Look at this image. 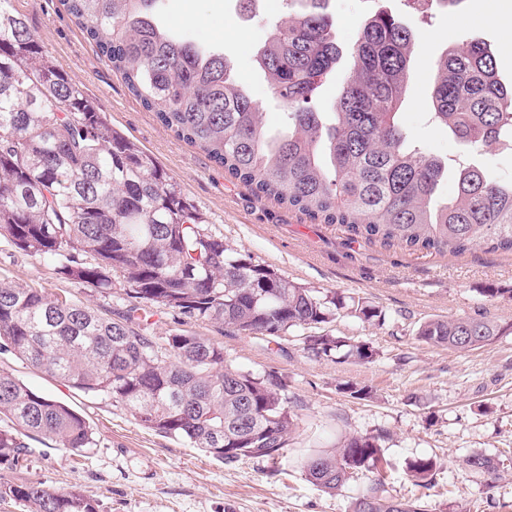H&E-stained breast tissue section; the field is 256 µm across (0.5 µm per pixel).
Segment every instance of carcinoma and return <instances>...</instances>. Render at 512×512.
<instances>
[{
	"label": "carcinoma",
	"mask_w": 512,
	"mask_h": 512,
	"mask_svg": "<svg viewBox=\"0 0 512 512\" xmlns=\"http://www.w3.org/2000/svg\"><path fill=\"white\" fill-rule=\"evenodd\" d=\"M326 0H286L288 13L257 51L285 126L269 133L230 53L172 37L156 20L158 0H64L86 38L142 106L174 137L204 151L258 199L272 200L357 241L412 253L463 254L475 246L512 253V182L462 164L457 195L441 199L442 160L408 141L398 122L413 68L412 35L393 15L361 24L354 66L333 122L313 98L340 54ZM432 118L465 147L489 149L512 131V86L497 78L493 53L471 43L435 65ZM51 261L56 274L95 290L122 278L126 294L178 318L224 324L245 336L285 339L348 312L377 325L385 313L335 290L304 288L224 245L188 206L168 174L112 131L82 88L54 65L11 0H0V239ZM139 308L102 318L89 307L0 281V351L68 387L105 395L143 426L202 448L226 465L276 463L288 452L297 415L274 371L224 364L209 338L173 333L164 347L142 333ZM504 331L484 317L422 323L417 339L452 350L482 347ZM316 358L368 363L366 343L313 333ZM48 438L83 453L95 445L83 415L0 370V465L13 467ZM384 433L350 436L304 461L307 480L341 490L358 469L382 473ZM465 467L499 476L497 457L476 452ZM436 461L410 473L431 485ZM29 512H97L77 490L40 483L0 487ZM353 512H426L386 493L383 478L361 491Z\"/></svg>",
	"instance_id": "carcinoma-1"
}]
</instances>
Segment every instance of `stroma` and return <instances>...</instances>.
Returning a JSON list of instances; mask_svg holds the SVG:
<instances>
[{"label": "stroma", "instance_id": "obj_1", "mask_svg": "<svg viewBox=\"0 0 512 512\" xmlns=\"http://www.w3.org/2000/svg\"><path fill=\"white\" fill-rule=\"evenodd\" d=\"M12 6L26 17L53 64L101 109L108 126L167 172L226 245L249 252L299 285L363 299L382 309L386 321L378 326L343 314L323 327L372 346L377 355L369 363L308 355L296 329L276 343L216 323H180L162 309L145 325V335L156 338L180 330L207 337L223 347L225 364L253 373L273 370L283 378L297 425L286 456L273 466L248 458L225 465L140 425L110 398L66 387L2 352L0 368L70 404L90 423L96 444L79 457L55 442L33 441L28 461L0 467V485L37 482L56 492L76 489L96 503L98 512H351L354 498L373 484L375 473L358 470L341 491L327 493L307 481L303 462L346 436L381 432L389 495L424 497L431 512H512V253L476 247L461 255L421 256L398 246L354 242L339 226L257 199L143 109L62 0H12ZM327 10L343 54L317 90L319 111L336 109L353 67L349 49L363 20L389 11L414 37L415 66L401 112L408 139L444 160L469 154L496 177L512 180V141L469 152L429 120L435 62L446 49L485 43L501 82L512 84V0H462L452 8L423 11L413 0H329ZM279 16L271 0H256L248 13L238 0H162L159 20L178 38L230 52L239 82L274 132L283 123L282 106L255 54ZM0 280L70 298L101 314L130 303L121 282L106 292L86 288L57 275L48 260L2 239ZM488 287L497 288L498 296L486 297ZM478 315L505 326V333L469 351L431 346L416 337L425 321ZM347 385L366 386L372 393L354 399L344 393ZM474 452L500 458L498 479L464 467ZM422 457L437 462L426 491L409 476L410 464Z\"/></svg>", "mask_w": 512, "mask_h": 512}]
</instances>
